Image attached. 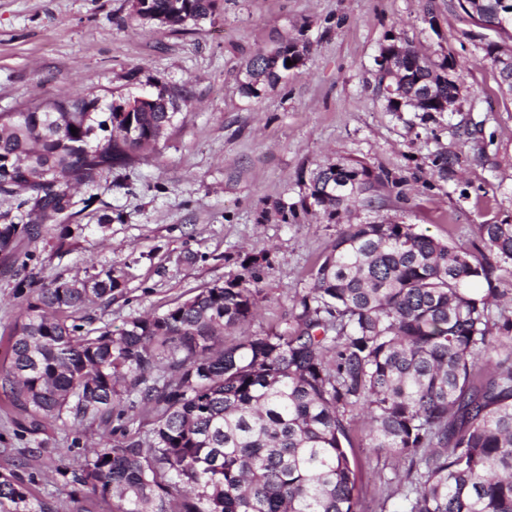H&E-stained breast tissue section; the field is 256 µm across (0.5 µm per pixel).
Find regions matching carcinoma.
<instances>
[{
	"mask_svg": "<svg viewBox=\"0 0 512 512\" xmlns=\"http://www.w3.org/2000/svg\"><path fill=\"white\" fill-rule=\"evenodd\" d=\"M458 0L475 24L512 39V0ZM216 0H149V10L197 25ZM390 78L432 89L417 105L441 112L458 94L448 59L405 46ZM296 40L255 53L243 93L275 88L305 56ZM292 61L287 65L286 61ZM179 94L148 112H124L88 93L0 112V195L39 222L36 239L71 210L72 187L131 165L174 125ZM77 128L71 133L70 127ZM96 133L87 136L89 128ZM382 177L360 162L313 176L309 196L332 219L372 203ZM18 223L0 215V252ZM512 224L479 225L472 247L450 245L412 224H346L292 308L293 324L217 347L253 318L260 290L251 271L200 290L160 315L133 317L120 333L86 330L79 313L123 285L109 268L38 287L10 336L0 387L35 434L45 420L112 422L143 407L145 436L99 444L68 479L110 512H371L348 446L358 413L369 447L404 461L406 512H512ZM486 284L478 293L472 285ZM0 512H56L10 471L0 472Z\"/></svg>",
	"mask_w": 512,
	"mask_h": 512,
	"instance_id": "carcinoma-1",
	"label": "carcinoma"
}]
</instances>
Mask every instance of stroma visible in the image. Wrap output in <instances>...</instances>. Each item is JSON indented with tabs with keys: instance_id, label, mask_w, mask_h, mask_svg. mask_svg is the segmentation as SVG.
<instances>
[{
	"instance_id": "1",
	"label": "stroma",
	"mask_w": 512,
	"mask_h": 512,
	"mask_svg": "<svg viewBox=\"0 0 512 512\" xmlns=\"http://www.w3.org/2000/svg\"><path fill=\"white\" fill-rule=\"evenodd\" d=\"M393 36L450 61L455 111L389 110L375 60ZM295 39L307 44L304 65L259 97L243 94L246 62ZM494 39L457 0H217L211 17L177 32L134 20L128 0H0V112L57 94L182 95L165 140L81 187L39 238L0 253V361L33 286L56 278L121 271L122 288L85 321L116 332L254 263L258 310L224 334L228 346L289 322L342 225L412 224L466 246L480 225L512 223V93L485 56ZM448 151L458 162L443 179L432 161ZM336 162L363 163L385 182L372 204H352L334 222L307 194L313 171ZM6 404L0 394V472H15L57 512H100L90 497L71 499L65 471L100 441L152 427L141 411L32 434L5 417ZM350 435L362 498L388 496L402 462L368 447L360 418Z\"/></svg>"
}]
</instances>
